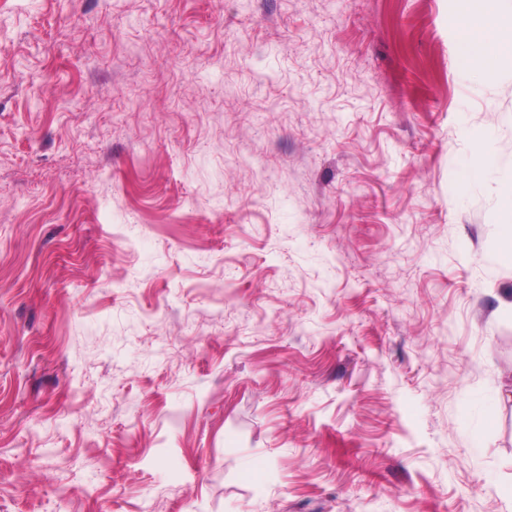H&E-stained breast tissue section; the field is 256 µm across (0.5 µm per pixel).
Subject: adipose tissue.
<instances>
[{"label":"adipose tissue","mask_w":512,"mask_h":512,"mask_svg":"<svg viewBox=\"0 0 512 512\" xmlns=\"http://www.w3.org/2000/svg\"><path fill=\"white\" fill-rule=\"evenodd\" d=\"M461 62L479 76L492 69L512 68V11L503 0H457Z\"/></svg>","instance_id":"ef3b65f1"}]
</instances>
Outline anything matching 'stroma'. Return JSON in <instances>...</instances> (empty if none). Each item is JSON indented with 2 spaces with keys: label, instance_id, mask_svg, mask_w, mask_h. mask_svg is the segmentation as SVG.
<instances>
[{
  "label": "stroma",
  "instance_id": "obj_1",
  "mask_svg": "<svg viewBox=\"0 0 512 512\" xmlns=\"http://www.w3.org/2000/svg\"><path fill=\"white\" fill-rule=\"evenodd\" d=\"M460 53L456 0H0V512H512Z\"/></svg>",
  "mask_w": 512,
  "mask_h": 512
}]
</instances>
